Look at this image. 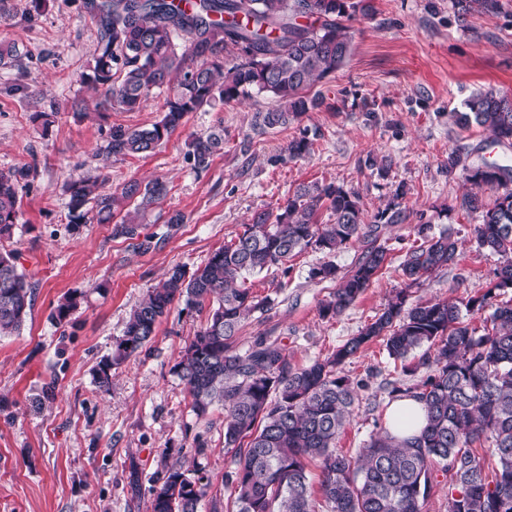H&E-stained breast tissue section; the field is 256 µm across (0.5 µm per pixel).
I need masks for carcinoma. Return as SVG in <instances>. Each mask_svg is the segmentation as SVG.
Returning <instances> with one entry per match:
<instances>
[{"instance_id":"cac0c4a2","label":"carcinoma","mask_w":512,"mask_h":512,"mask_svg":"<svg viewBox=\"0 0 512 512\" xmlns=\"http://www.w3.org/2000/svg\"><path fill=\"white\" fill-rule=\"evenodd\" d=\"M461 15L472 5L498 12L499 0H456ZM100 39L89 72L81 83L100 91L99 112H134L155 91L176 85L165 99L161 120L148 129L110 127L104 151L114 157L147 155L183 124L192 112L218 102L245 98L256 91L275 99L271 109L254 114V126L285 128L305 112L334 105L308 90L347 62L352 36L345 19L371 6L356 0H194L182 10L172 0H101ZM186 37V44L176 42ZM458 126L477 125L493 140H512V101L492 90L480 92L454 113ZM218 131L193 136L188 160L196 171L209 168L223 148ZM306 137L288 142V158L311 152ZM29 167L0 169V239L12 234L20 212L19 190L29 184ZM476 188L504 186L512 171L486 164L468 170ZM97 173L64 185L70 221L91 218L113 225V236L134 239L138 225L120 215L124 204L144 212L167 195L160 180H131L121 192L107 188ZM398 187L390 201L364 223L360 197L341 185L302 183L276 212L254 215L252 224L207 263L189 273L172 269L152 289L115 341L112 357L98 370V383L109 385L112 366L139 353L156 334L171 306L210 305L205 327L185 346L176 372L184 381L197 418L210 407H224V448L234 468L225 475L231 512H421L432 488L435 468L448 475V512H512V300L497 305L491 327L478 335L460 320V306L435 300L405 307V290L422 286L436 272L452 266L458 245L450 235L418 226L422 244L406 252L399 265L405 289L376 319L350 337L331 356L296 368L287 349L260 337L245 353L237 334L246 319L269 310L270 301L243 286L245 275L272 267L288 275L290 258L308 248L329 255L360 238L370 240L354 267L337 276L325 262L311 277L339 280L321 307L324 317L349 308L377 279L386 249L377 244L380 229L405 220ZM460 207L481 212L474 227L478 247L507 257L493 286L469 299L468 310H481L494 291L512 289V189L483 203L475 191ZM330 221L318 220L321 210ZM32 307L31 289L12 253H0V335L21 330ZM380 340L390 357L404 362L402 374H428L406 384L387 383L388 394L423 403L426 424L415 437L399 440L388 429L371 436L356 455L336 452V438L349 422L358 394L338 368L371 342ZM426 348L418 363L405 361ZM489 444L490 458L473 445ZM321 468V502L313 499L307 462ZM212 483L204 469L174 465L153 492L148 512H198Z\"/></svg>"}]
</instances>
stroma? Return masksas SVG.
Returning <instances> with one entry per match:
<instances>
[{
	"label": "stroma",
	"mask_w": 512,
	"mask_h": 512,
	"mask_svg": "<svg viewBox=\"0 0 512 512\" xmlns=\"http://www.w3.org/2000/svg\"><path fill=\"white\" fill-rule=\"evenodd\" d=\"M499 3L498 13L476 8L462 17L455 0H371L372 14L349 22L346 64L313 87L326 107L262 132L253 115L274 102L255 93L190 113L148 156L116 158L103 151L110 126L151 127L169 89L135 112H72L73 98L93 97L80 76L99 40L94 13L85 0H50L31 19L27 0H6L0 43L18 45L21 58L0 68V169L27 165L35 175L19 193V221L4 243L33 285V306L20 333L0 336V512H146L164 465L178 460L203 467L213 495L227 497L224 475L233 462L224 409L196 418L175 371L207 309L173 304L143 351L112 368L108 386H99L97 371L132 310L172 268L203 266L254 214L284 204L299 184L342 185L369 216L402 185L406 219L382 229L385 268L336 317L320 314L334 282L311 271L330 261L347 273L364 241L332 255L307 250L291 259L286 275L274 268L248 276L246 286L272 308L243 322L239 350L265 336L298 367L330 356L404 289L398 266L418 245L421 224L451 234L459 255L423 286L404 289L408 304L464 302L490 288L503 259L478 248L480 217L460 206L471 185L446 164L455 150L470 167H512L511 140L493 141L483 128L463 129L451 118L478 92L512 99V0ZM18 81L34 90L33 100L7 94ZM37 112L50 113V126L34 120ZM213 130L223 131L224 148L207 170L195 171L188 144ZM300 135L313 140L311 153L286 159L289 140ZM95 167L105 169L114 190L132 179L167 183L168 194L136 216L140 235L152 239L149 249L113 237L111 225L71 223L63 186ZM174 212L185 222L172 228L166 218ZM70 295L76 309L57 319V305ZM340 371L363 384L336 441L338 452L353 455L387 425L391 399L380 385L400 377L401 363L375 342ZM198 440L205 454H195Z\"/></svg>",
	"instance_id": "35a3bbf8"
}]
</instances>
